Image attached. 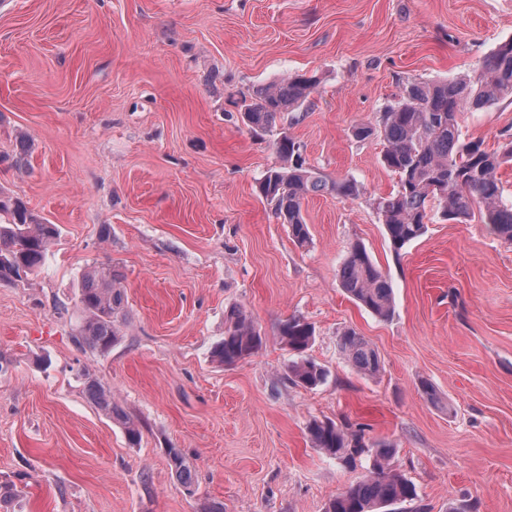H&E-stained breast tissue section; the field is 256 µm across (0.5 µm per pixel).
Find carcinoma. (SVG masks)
Masks as SVG:
<instances>
[{"label":"carcinoma","mask_w":512,"mask_h":512,"mask_svg":"<svg viewBox=\"0 0 512 512\" xmlns=\"http://www.w3.org/2000/svg\"><path fill=\"white\" fill-rule=\"evenodd\" d=\"M315 80L303 74L253 89L245 105L244 119L253 128L272 127L284 112L296 110L311 94ZM512 98V40L496 46L472 76L436 82L409 81L397 101L381 115L379 126H362L355 135L362 139L379 136L384 142L382 163L398 176L397 189L375 200L379 220L395 248L424 235L430 205L448 221H462L479 207L483 223L506 240L512 241V208L501 206L503 187L497 177L501 164L512 161V142L500 153L482 148L479 140L461 138L458 117L465 108H485L504 98ZM280 166L268 169L259 182V192L272 206L281 223L288 225L293 241L304 246L309 230L302 206L310 194H330L348 199L358 195L355 181L329 179L310 166L299 145L288 135L274 142ZM0 281H11L41 267L60 230L32 212L19 197L0 193ZM339 284L353 301L379 318L393 310V288L371 260L366 249L351 246L338 270ZM123 301L121 288L112 274L92 270L83 278L80 304L87 316L78 326L76 339L82 346L106 350L116 341L112 315ZM279 336L288 350L299 356L292 366L294 381L314 389L328 371L304 357L314 341V327L300 317L284 321ZM264 336L241 309L230 312L224 338L214 357L230 366L257 353ZM340 349L352 366L365 375H375L381 367L378 352L353 329L345 330ZM87 392L107 416L121 418L112 393L93 380ZM315 445L329 456L353 464L369 451L363 435L349 432L332 421L313 420L307 426ZM393 448L380 443L375 463L367 474L350 484L330 503L326 512H385V508L415 499L413 485L397 473L386 470L385 461ZM169 466L185 490L195 483L191 469L178 448L168 449Z\"/></svg>","instance_id":"1"}]
</instances>
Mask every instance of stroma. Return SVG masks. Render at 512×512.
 Returning <instances> with one entry per match:
<instances>
[{
    "instance_id": "1",
    "label": "stroma",
    "mask_w": 512,
    "mask_h": 512,
    "mask_svg": "<svg viewBox=\"0 0 512 512\" xmlns=\"http://www.w3.org/2000/svg\"><path fill=\"white\" fill-rule=\"evenodd\" d=\"M509 39L512 0H0V155L24 144L29 160L24 174L0 162V190L61 231L39 270L0 282V486L17 492L0 512H326L370 459L315 448L314 419L394 446L417 497L393 512H512V241L435 209L394 249L372 200L397 177L382 139L355 135L407 81L474 74ZM295 74L317 80L307 100L269 130L245 125L252 90ZM459 124L497 150L512 101ZM283 135L360 190L304 201V248L258 188ZM356 243L392 284L389 318L339 285ZM93 269L123 291L105 351L75 340ZM234 307L265 343L226 366L211 351ZM291 317L313 324L308 355L329 371L312 390L289 378ZM348 328L378 375L345 360ZM340 349L358 372L365 375L379 372L381 359L378 352L354 329H347L342 333ZM87 392L96 406L108 417L120 418L121 413L117 405L112 401V393L101 387L94 380H88L86 384ZM169 466L186 491L193 492L192 487L195 483V477L191 469L186 465L185 458L178 448H168Z\"/></svg>"
}]
</instances>
